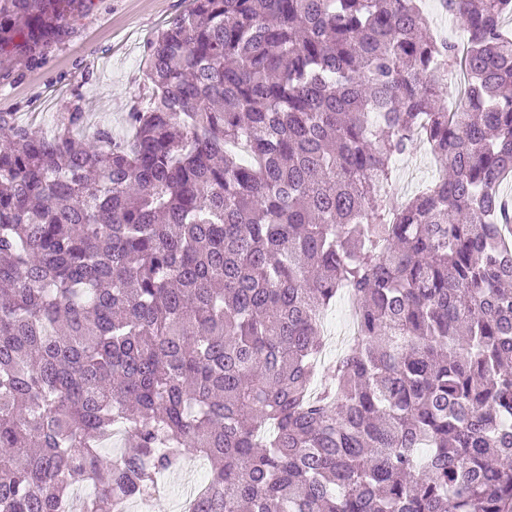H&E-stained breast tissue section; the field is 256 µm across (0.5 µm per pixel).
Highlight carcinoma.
I'll list each match as a JSON object with an SVG mask.
<instances>
[{"mask_svg":"<svg viewBox=\"0 0 512 512\" xmlns=\"http://www.w3.org/2000/svg\"><path fill=\"white\" fill-rule=\"evenodd\" d=\"M441 5L461 42L423 0H189L130 139L0 113V512H122L189 455L191 512H512V0ZM72 7L0 0V48ZM404 155H410L408 158L401 159L395 164V178L392 182L391 189L401 186L404 182L409 183L408 191L402 198H406L415 194L422 185L433 177H437L436 163L433 157L429 154L428 148L423 143H417ZM403 155V156H404ZM409 161V168H406L403 163ZM413 171V179H411V172ZM344 308V305H343V298H342V295L336 297V305H333L331 311L329 312V315L325 321V326H324V330H325V335L323 336L324 337V347L326 345V349L324 351V359H325V362H329L326 363L324 366H318V374L316 376V385L319 384L320 380L326 384V385H330L332 384L333 382V379L331 377V373L329 372V367L330 365L332 364V362L336 359V355L338 353H336V350H332V349H329L327 344H326V330L327 331H331V332H334L336 334V331H339L342 327H343V324H344V319L342 318L341 316V312ZM335 358L334 360H331Z\"/></svg>","mask_w":512,"mask_h":512,"instance_id":"cac0c4a2","label":"carcinoma"}]
</instances>
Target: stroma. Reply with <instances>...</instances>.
Here are the masks:
<instances>
[{
    "instance_id": "obj_1",
    "label": "stroma",
    "mask_w": 512,
    "mask_h": 512,
    "mask_svg": "<svg viewBox=\"0 0 512 512\" xmlns=\"http://www.w3.org/2000/svg\"><path fill=\"white\" fill-rule=\"evenodd\" d=\"M187 7L188 0H76L68 28L36 53L0 50V112L49 129L76 99L86 113L85 135L104 128L125 138L129 112L150 94L148 45ZM436 175L427 146L418 143L408 163H396L393 184L413 194Z\"/></svg>"
}]
</instances>
